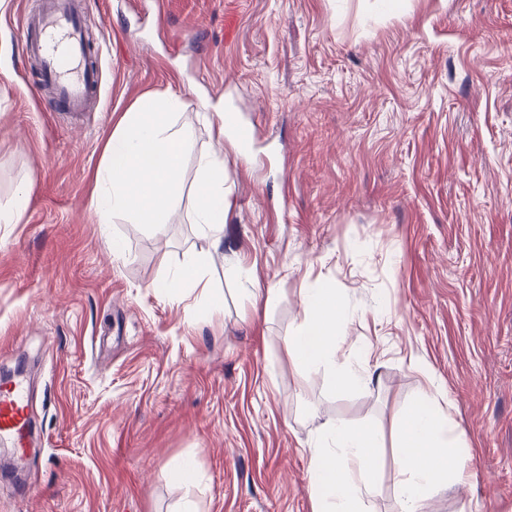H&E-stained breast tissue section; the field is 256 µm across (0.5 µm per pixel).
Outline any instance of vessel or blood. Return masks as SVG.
<instances>
[{
  "label": "vessel or blood",
  "instance_id": "vessel-or-blood-1",
  "mask_svg": "<svg viewBox=\"0 0 512 512\" xmlns=\"http://www.w3.org/2000/svg\"><path fill=\"white\" fill-rule=\"evenodd\" d=\"M27 52L40 62L39 81L69 112L83 111L101 94V70L89 55L79 0H45L43 11L27 25ZM29 395L23 381L0 386V440L17 449L16 469L27 465L23 451Z\"/></svg>",
  "mask_w": 512,
  "mask_h": 512
}]
</instances>
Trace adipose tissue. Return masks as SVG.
I'll use <instances>...</instances> for the list:
<instances>
[{
    "label": "adipose tissue",
    "instance_id": "1",
    "mask_svg": "<svg viewBox=\"0 0 512 512\" xmlns=\"http://www.w3.org/2000/svg\"><path fill=\"white\" fill-rule=\"evenodd\" d=\"M188 105L175 91L138 98L118 121L104 145L97 171L100 192L92 204L97 223L124 217L164 232L180 209L184 187L181 161L193 152V125L181 121ZM228 175L219 151L198 154L193 221L213 241L224 235L230 207ZM344 310L335 290L308 289L303 319L286 340L297 366L306 373L326 370L334 384L368 386L372 375L341 363L337 330ZM447 390L441 383L419 392L400 418L395 444V497L399 512H424L423 503L437 488L464 482L469 455L461 446L463 430L444 409ZM384 436L374 426H350L327 420L309 445L313 512H363L376 485V455Z\"/></svg>",
    "mask_w": 512,
    "mask_h": 512
}]
</instances>
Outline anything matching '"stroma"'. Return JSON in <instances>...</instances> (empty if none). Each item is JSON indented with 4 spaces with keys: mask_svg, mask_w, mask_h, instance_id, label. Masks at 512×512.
I'll return each mask as SVG.
<instances>
[{
    "mask_svg": "<svg viewBox=\"0 0 512 512\" xmlns=\"http://www.w3.org/2000/svg\"><path fill=\"white\" fill-rule=\"evenodd\" d=\"M36 6L0 9V199L27 195L0 224V371L37 361V442L0 467V512H312L328 419L383 430L364 510L395 512L389 440L434 378L469 478L425 512H512V0H87L103 88L77 115L38 90ZM168 88L254 133L196 130L231 189L218 244L188 198L161 234L92 216L117 121ZM191 264L200 282L167 289ZM309 288L335 289L370 386L287 353ZM25 210V195L22 186H18L12 197L2 205L0 202V224L19 223Z\"/></svg>",
    "mask_w": 512,
    "mask_h": 512,
    "instance_id": "35a3bbf8",
    "label": "stroma"
}]
</instances>
